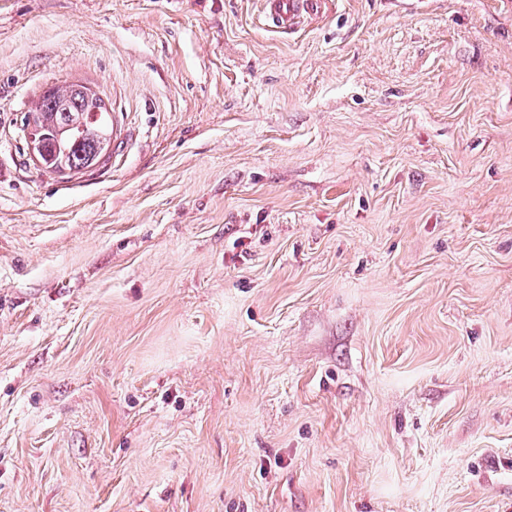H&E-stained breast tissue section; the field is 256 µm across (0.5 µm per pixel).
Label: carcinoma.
<instances>
[{"label":"carcinoma","mask_w":512,"mask_h":512,"mask_svg":"<svg viewBox=\"0 0 512 512\" xmlns=\"http://www.w3.org/2000/svg\"><path fill=\"white\" fill-rule=\"evenodd\" d=\"M103 99L69 82L50 88L30 110L41 129L40 160L46 171L79 173L111 144L112 119Z\"/></svg>","instance_id":"obj_1"}]
</instances>
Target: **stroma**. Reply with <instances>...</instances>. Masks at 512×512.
Listing matches in <instances>:
<instances>
[{"label":"stroma","instance_id":"obj_1","mask_svg":"<svg viewBox=\"0 0 512 512\" xmlns=\"http://www.w3.org/2000/svg\"><path fill=\"white\" fill-rule=\"evenodd\" d=\"M262 10L0 0V512H512V0ZM327 0H263L265 25L272 31L286 33L318 14ZM82 83L69 82L50 88L28 113L41 129L42 168L54 173H79L95 164L111 144H120L121 132L103 99ZM108 136V137H107Z\"/></svg>","mask_w":512,"mask_h":512}]
</instances>
